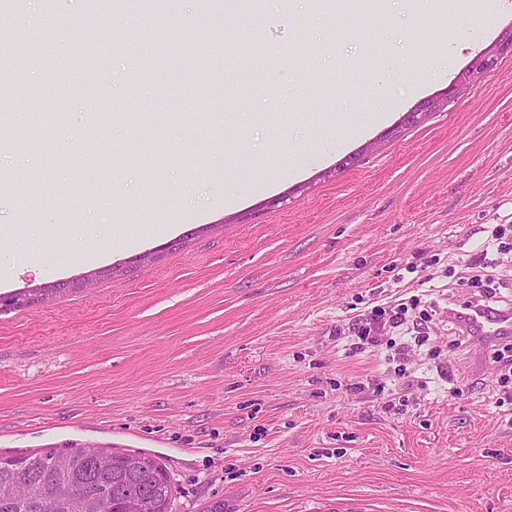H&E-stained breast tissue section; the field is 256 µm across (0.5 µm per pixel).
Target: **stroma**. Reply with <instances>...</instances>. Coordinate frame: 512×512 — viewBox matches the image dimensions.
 Instances as JSON below:
<instances>
[{
    "instance_id": "35a3bbf8",
    "label": "stroma",
    "mask_w": 512,
    "mask_h": 512,
    "mask_svg": "<svg viewBox=\"0 0 512 512\" xmlns=\"http://www.w3.org/2000/svg\"><path fill=\"white\" fill-rule=\"evenodd\" d=\"M504 4L311 0L286 16L280 0H173L138 29L126 0H99L111 37L65 60L80 25H57L42 54L86 95L29 73L41 131L0 129V249L29 243L0 295L62 286L0 311V453L160 455L173 512H512V404L448 316L477 294L450 274L488 230L512 244ZM449 37L447 74L415 86ZM139 50L154 64L136 75ZM488 50L494 69L470 76ZM388 56L398 107L352 133ZM34 175L26 211L17 184ZM400 303L428 311L429 341L399 327L352 350V324Z\"/></svg>"
}]
</instances>
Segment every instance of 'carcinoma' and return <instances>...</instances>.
<instances>
[{"label":"carcinoma","mask_w":512,"mask_h":512,"mask_svg":"<svg viewBox=\"0 0 512 512\" xmlns=\"http://www.w3.org/2000/svg\"><path fill=\"white\" fill-rule=\"evenodd\" d=\"M112 453V465L88 480L90 459ZM128 454L103 447L73 448L66 454L53 450L24 455H0V512H88L84 502L103 497L109 512H125L122 489L145 487L150 512H172V483L165 464L149 454L140 455L143 470L126 469Z\"/></svg>","instance_id":"obj_1"}]
</instances>
